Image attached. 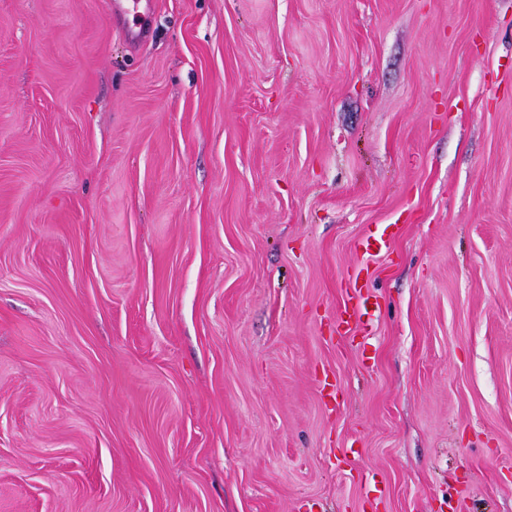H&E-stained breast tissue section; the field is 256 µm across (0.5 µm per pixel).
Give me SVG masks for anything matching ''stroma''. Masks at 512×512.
Wrapping results in <instances>:
<instances>
[{
	"label": "stroma",
	"instance_id": "stroma-1",
	"mask_svg": "<svg viewBox=\"0 0 512 512\" xmlns=\"http://www.w3.org/2000/svg\"><path fill=\"white\" fill-rule=\"evenodd\" d=\"M0 512H512V0H0ZM369 297H365L362 293L361 288H354L353 292L347 296L346 299L343 300L342 304H340L338 309V319L341 323L346 324L347 326L353 320L355 316V309L361 310L364 308L367 310V302Z\"/></svg>",
	"mask_w": 512,
	"mask_h": 512
}]
</instances>
